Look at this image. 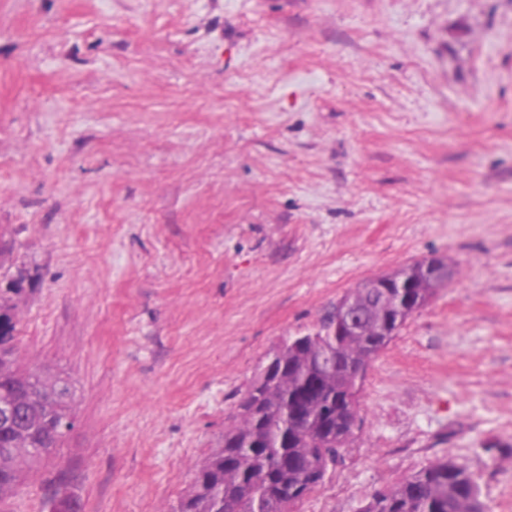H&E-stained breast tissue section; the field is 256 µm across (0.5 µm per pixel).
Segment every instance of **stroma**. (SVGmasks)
Segmentation results:
<instances>
[{
	"instance_id": "35a3bbf8",
	"label": "stroma",
	"mask_w": 512,
	"mask_h": 512,
	"mask_svg": "<svg viewBox=\"0 0 512 512\" xmlns=\"http://www.w3.org/2000/svg\"><path fill=\"white\" fill-rule=\"evenodd\" d=\"M425 258L297 512L448 458L512 512V0H0V276L75 416L0 512H170L274 351Z\"/></svg>"
}]
</instances>
